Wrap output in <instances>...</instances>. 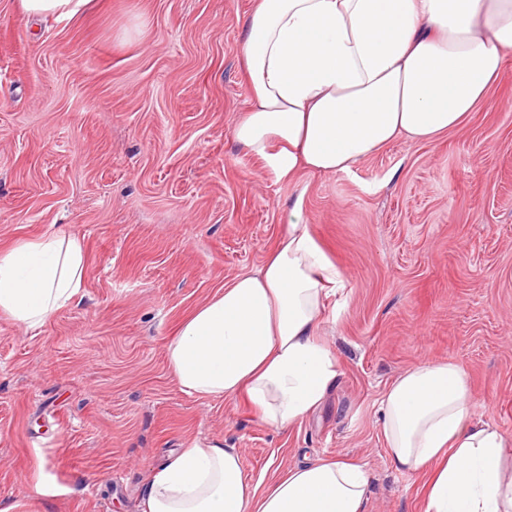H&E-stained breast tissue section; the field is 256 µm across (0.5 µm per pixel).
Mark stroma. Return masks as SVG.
Masks as SVG:
<instances>
[{"mask_svg":"<svg viewBox=\"0 0 512 512\" xmlns=\"http://www.w3.org/2000/svg\"><path fill=\"white\" fill-rule=\"evenodd\" d=\"M252 7L93 0L39 22L0 0V250L63 232L85 255L80 294L43 326L0 314V503L140 512L148 473L197 445L238 449L253 481L354 458L367 512H420L377 403L424 361L464 368L475 418L512 435V57L458 130L291 181L233 139ZM295 207L341 274L321 326L340 369L283 430L180 391L166 347L260 268Z\"/></svg>","mask_w":512,"mask_h":512,"instance_id":"35a3bbf8","label":"stroma"}]
</instances>
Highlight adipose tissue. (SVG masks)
I'll use <instances>...</instances> for the list:
<instances>
[{
  "instance_id": "1",
  "label": "adipose tissue",
  "mask_w": 512,
  "mask_h": 512,
  "mask_svg": "<svg viewBox=\"0 0 512 512\" xmlns=\"http://www.w3.org/2000/svg\"><path fill=\"white\" fill-rule=\"evenodd\" d=\"M239 60L252 105L237 144L280 177L350 171L403 137L427 142L489 99L512 55V0H256ZM80 241L58 235L0 253V313L42 326L83 286ZM338 273L288 213L277 248L196 309L166 348L189 395L243 398L261 421L301 423L339 363L319 329ZM465 371L415 366L379 402L398 472L420 483L422 512H512V440L473 417ZM363 465L320 459L246 481L234 448L193 446L149 475L143 512H366Z\"/></svg>"
}]
</instances>
